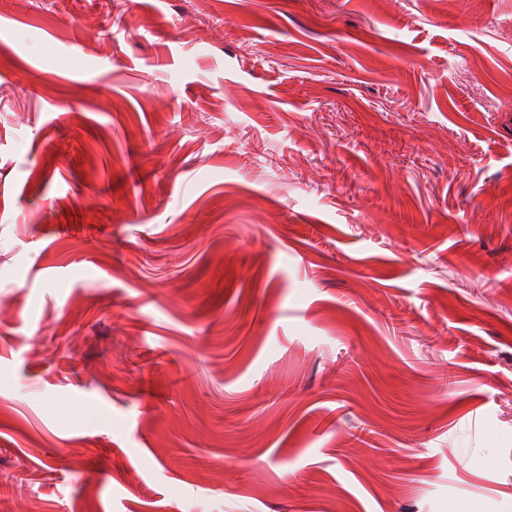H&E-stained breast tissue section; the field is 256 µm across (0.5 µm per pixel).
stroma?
<instances>
[{
    "label": "stroma",
    "instance_id": "1",
    "mask_svg": "<svg viewBox=\"0 0 512 512\" xmlns=\"http://www.w3.org/2000/svg\"><path fill=\"white\" fill-rule=\"evenodd\" d=\"M2 307L0 512H512V0H0Z\"/></svg>",
    "mask_w": 512,
    "mask_h": 512
}]
</instances>
